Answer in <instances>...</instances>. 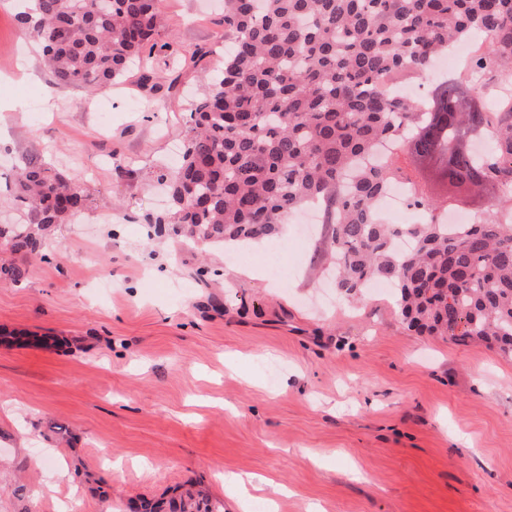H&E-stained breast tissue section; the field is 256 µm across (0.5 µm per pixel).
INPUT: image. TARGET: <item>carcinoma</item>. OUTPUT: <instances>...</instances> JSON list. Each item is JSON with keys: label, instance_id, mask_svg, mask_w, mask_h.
Here are the masks:
<instances>
[{"label": "carcinoma", "instance_id": "cac0c4a2", "mask_svg": "<svg viewBox=\"0 0 512 512\" xmlns=\"http://www.w3.org/2000/svg\"><path fill=\"white\" fill-rule=\"evenodd\" d=\"M20 21L56 81L125 77L159 24V0H30ZM232 42L191 109L177 167L158 176L170 208L159 232L251 246L292 213L324 203L336 288L348 300L379 282L407 327L512 357V99L489 109L470 78L432 83L424 102L388 97L390 73L422 80L475 31L490 49L472 72L512 79V0H224ZM409 188L412 224L377 204ZM488 196L471 224H448V186ZM18 219L0 224V286L26 278L49 229L89 206L83 180L29 158L17 169ZM136 512H222L190 486L141 498Z\"/></svg>", "mask_w": 512, "mask_h": 512}]
</instances>
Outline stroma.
<instances>
[{
    "label": "stroma",
    "mask_w": 512,
    "mask_h": 512,
    "mask_svg": "<svg viewBox=\"0 0 512 512\" xmlns=\"http://www.w3.org/2000/svg\"><path fill=\"white\" fill-rule=\"evenodd\" d=\"M156 42L119 83L64 86L0 0V223L25 158L91 199L0 286V459L23 476L0 512H127L190 481L224 503L242 473L290 490L279 512H512V359L408 329L386 289L338 298L320 228L236 256L155 235L156 176L224 63L218 0H160Z\"/></svg>",
    "instance_id": "1"
}]
</instances>
